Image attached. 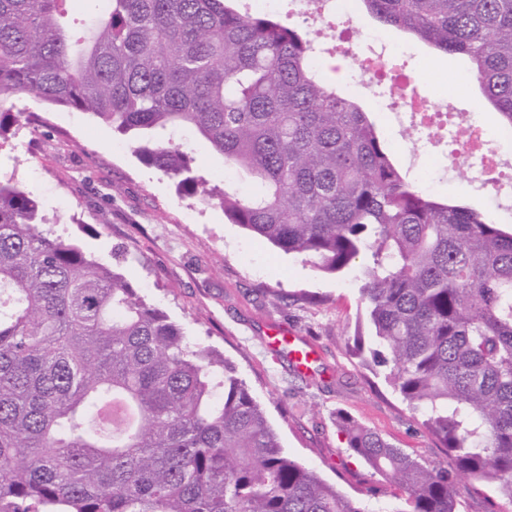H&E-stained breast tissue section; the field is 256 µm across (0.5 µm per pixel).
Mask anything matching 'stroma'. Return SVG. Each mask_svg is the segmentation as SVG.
<instances>
[{
	"label": "stroma",
	"instance_id": "35a3bbf8",
	"mask_svg": "<svg viewBox=\"0 0 512 512\" xmlns=\"http://www.w3.org/2000/svg\"><path fill=\"white\" fill-rule=\"evenodd\" d=\"M387 33L404 45L401 67L419 72V96L442 104L444 123L497 122L495 112L479 109V88L467 79L464 59ZM11 103L21 117L0 139V174L39 202L54 234L122 273L187 336L233 362L290 458L360 498L376 478L347 449L335 421L341 409L422 460L451 465L447 449L426 433L384 367L363 366L347 352L349 335L364 321L365 259L338 275L322 273L228 222L218 205L179 191L175 178L144 164L128 137L94 116L32 94L15 95ZM392 111L383 101L375 118L407 178L415 176V153H428V194L484 204L487 188L441 165L447 141L404 137L389 123ZM277 326L315 347L317 376L293 378L286 361L267 348L265 338ZM456 488L459 512H512L493 484L461 479Z\"/></svg>",
	"mask_w": 512,
	"mask_h": 512
}]
</instances>
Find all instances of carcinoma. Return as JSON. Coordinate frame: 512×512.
Returning <instances> with one entry per match:
<instances>
[{
  "label": "carcinoma",
  "instance_id": "obj_1",
  "mask_svg": "<svg viewBox=\"0 0 512 512\" xmlns=\"http://www.w3.org/2000/svg\"><path fill=\"white\" fill-rule=\"evenodd\" d=\"M0 0L5 94L88 112L178 188L335 274L364 255L374 363L454 470L336 411L347 448L394 487V512H458L459 475L512 503V231L408 182L369 112L312 64L311 41L238 0ZM435 53L462 55L481 107L512 128V0H357ZM206 139L247 182L204 188ZM0 180V512H370L288 457L234 367L121 274L40 229ZM181 138L185 142L190 156L193 158V169L196 175L207 180L209 187L217 186L224 189V181L215 177L224 171V158L213 153L208 144L201 139L184 135Z\"/></svg>",
  "mask_w": 512,
  "mask_h": 512
}]
</instances>
